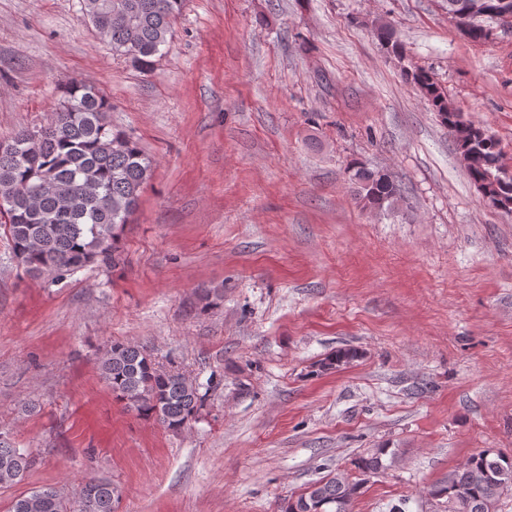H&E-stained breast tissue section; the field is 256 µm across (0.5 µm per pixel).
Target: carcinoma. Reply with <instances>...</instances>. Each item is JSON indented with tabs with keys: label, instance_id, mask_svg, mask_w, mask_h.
<instances>
[{
	"label": "carcinoma",
	"instance_id": "obj_1",
	"mask_svg": "<svg viewBox=\"0 0 512 512\" xmlns=\"http://www.w3.org/2000/svg\"><path fill=\"white\" fill-rule=\"evenodd\" d=\"M89 22L112 46L142 69L150 70L173 36L185 0H83ZM463 33L475 42L495 38L491 25L468 21ZM419 88L442 124L455 138L470 181L493 207L512 212V170L502 164L499 141L485 127L468 120L425 70L404 71ZM108 99L92 84L72 81L50 121L24 129L0 150V203L11 221L3 224L13 259L26 274L53 279L89 265L114 268L122 261L120 240L138 210L154 160L130 134L109 125ZM356 199L374 211L395 208L401 188L380 170L354 164L348 169ZM100 377L112 396L139 416L171 431L198 416L204 384L180 372L160 369L147 351L114 342L98 362ZM388 448L359 456L362 476L387 469ZM35 463L32 455L0 432V488L21 482ZM363 480L335 473L288 500L282 512H352ZM512 489V457L492 449L472 455L433 494L446 500L448 512H495ZM120 497L112 481L85 477L69 496L54 487L29 492L12 502L11 512H115Z\"/></svg>",
	"mask_w": 512,
	"mask_h": 512
}]
</instances>
